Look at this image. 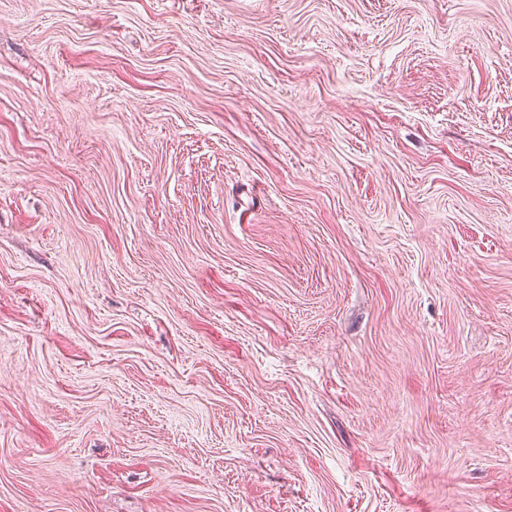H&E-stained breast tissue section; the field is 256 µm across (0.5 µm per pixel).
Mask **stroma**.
Returning a JSON list of instances; mask_svg holds the SVG:
<instances>
[{
    "mask_svg": "<svg viewBox=\"0 0 512 512\" xmlns=\"http://www.w3.org/2000/svg\"><path fill=\"white\" fill-rule=\"evenodd\" d=\"M0 512H512V0H0Z\"/></svg>",
    "mask_w": 512,
    "mask_h": 512,
    "instance_id": "1",
    "label": "stroma"
}]
</instances>
